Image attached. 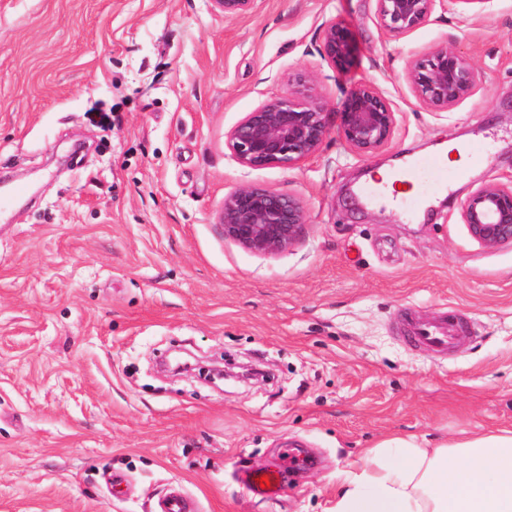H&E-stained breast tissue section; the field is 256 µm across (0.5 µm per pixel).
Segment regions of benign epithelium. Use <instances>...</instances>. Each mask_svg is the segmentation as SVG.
<instances>
[{"label":"benign epithelium","mask_w":512,"mask_h":512,"mask_svg":"<svg viewBox=\"0 0 512 512\" xmlns=\"http://www.w3.org/2000/svg\"><path fill=\"white\" fill-rule=\"evenodd\" d=\"M224 18L234 19L254 8L255 0H213ZM380 28L399 39L429 22L432 16L486 0H375ZM321 55L336 73L354 59L349 27L330 21L321 30ZM406 78L415 99L433 110H449L483 84L482 73L456 49L444 45L412 60ZM287 92L270 97L246 113L225 136V147L249 169L291 168L315 155L328 134V113L309 72L288 80ZM338 130L355 155L374 154L392 140L397 118L388 99L373 85L354 84L342 100ZM462 221L486 249L512 244V184L487 183L466 200ZM224 238L247 252L271 257L287 251L305 223L301 201L293 194L242 185L224 195L219 213Z\"/></svg>","instance_id":"1"}]
</instances>
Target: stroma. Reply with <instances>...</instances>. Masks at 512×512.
<instances>
[{
	"label": "stroma",
	"instance_id": "obj_1",
	"mask_svg": "<svg viewBox=\"0 0 512 512\" xmlns=\"http://www.w3.org/2000/svg\"><path fill=\"white\" fill-rule=\"evenodd\" d=\"M336 20L347 73L320 56ZM451 44L484 86L447 112L413 98L407 58ZM316 74L327 112L354 83L397 112L360 157L337 120L289 169L240 166L224 145L245 112ZM452 139L488 152L403 206L370 169L408 175ZM512 181V0L436 14L401 40L374 0H0V512H155L171 487L200 512H329L336 473L378 442L430 447L512 431V245L462 222L482 183ZM246 184L297 196L298 241L275 257L225 239L218 211ZM453 311L469 336L429 354L401 312ZM184 346L269 377L212 389L162 373ZM300 448L275 498L236 474ZM354 37L349 27L330 21L321 30V55L336 73L346 72L354 59Z\"/></svg>",
	"mask_w": 512,
	"mask_h": 512
}]
</instances>
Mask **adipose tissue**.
Segmentation results:
<instances>
[{
	"instance_id": "ef3b65f1",
	"label": "adipose tissue",
	"mask_w": 512,
	"mask_h": 512,
	"mask_svg": "<svg viewBox=\"0 0 512 512\" xmlns=\"http://www.w3.org/2000/svg\"><path fill=\"white\" fill-rule=\"evenodd\" d=\"M336 486L331 512H512V433L431 448L388 439L339 470Z\"/></svg>"
}]
</instances>
